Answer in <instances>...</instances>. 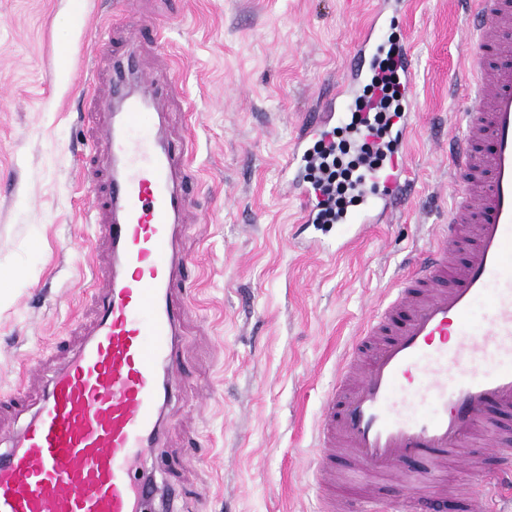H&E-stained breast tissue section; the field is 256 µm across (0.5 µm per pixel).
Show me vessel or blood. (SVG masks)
I'll use <instances>...</instances> for the list:
<instances>
[{
  "instance_id": "1",
  "label": "vessel or blood",
  "mask_w": 512,
  "mask_h": 512,
  "mask_svg": "<svg viewBox=\"0 0 512 512\" xmlns=\"http://www.w3.org/2000/svg\"><path fill=\"white\" fill-rule=\"evenodd\" d=\"M472 34L465 69L476 94L465 130L448 143L464 177L439 225L389 302L344 357L314 431L318 469L355 485L393 478L421 512L449 502L450 479H469L466 512H495L512 490V0H464ZM377 47L364 36L349 80L305 113L286 184L312 222L310 142L340 125L351 81ZM108 120L88 143L83 183L110 262L93 288L96 320L54 371L37 412L0 450V512H176L166 486L144 479L163 413L185 381L181 323L191 280L184 218L191 204L190 138L166 126L181 102L176 77L142 73L135 53L112 58ZM406 154L380 174L382 191L313 253L348 249L367 225L388 222L408 187Z\"/></svg>"
}]
</instances>
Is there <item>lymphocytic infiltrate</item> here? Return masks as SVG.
<instances>
[{
    "instance_id": "lymphocytic-infiltrate-1",
    "label": "lymphocytic infiltrate",
    "mask_w": 512,
    "mask_h": 512,
    "mask_svg": "<svg viewBox=\"0 0 512 512\" xmlns=\"http://www.w3.org/2000/svg\"><path fill=\"white\" fill-rule=\"evenodd\" d=\"M400 52L395 37H388L386 49L356 100L346 126L348 138L330 132L313 146L317 161L307 169L305 180L315 196V223H337L365 193L380 187L375 176L390 160L392 133L404 115L407 97L399 72Z\"/></svg>"
}]
</instances>
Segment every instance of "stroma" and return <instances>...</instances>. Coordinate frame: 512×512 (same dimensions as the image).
<instances>
[{
  "instance_id": "stroma-1",
  "label": "stroma",
  "mask_w": 512,
  "mask_h": 512,
  "mask_svg": "<svg viewBox=\"0 0 512 512\" xmlns=\"http://www.w3.org/2000/svg\"><path fill=\"white\" fill-rule=\"evenodd\" d=\"M377 0H0V433L33 412L47 370L94 319L96 243L79 193L89 95L111 86L97 50L153 17L171 47L141 67L183 87L172 134L195 142L184 247L200 279L183 325L187 381L165 409L183 460L181 512H317L318 412L361 324L444 223L453 175L439 150L470 94L461 0H407L396 33L420 109L406 137L408 202L340 256L310 255L283 170L297 122L347 64ZM22 407L7 404L14 391Z\"/></svg>"
}]
</instances>
